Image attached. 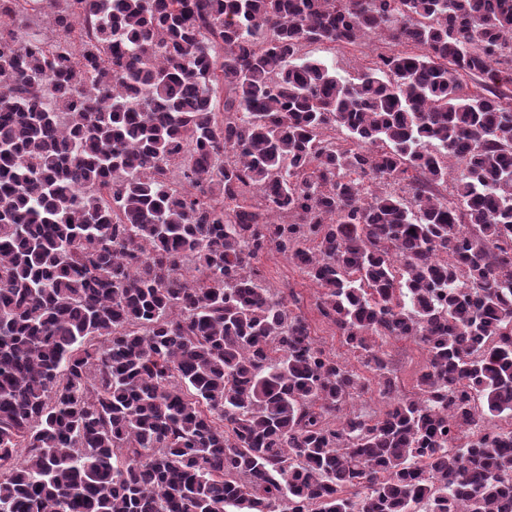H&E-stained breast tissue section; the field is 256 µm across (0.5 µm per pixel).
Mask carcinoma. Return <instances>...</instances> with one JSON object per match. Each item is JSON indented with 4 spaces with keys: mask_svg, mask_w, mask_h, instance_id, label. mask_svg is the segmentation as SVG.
<instances>
[{
    "mask_svg": "<svg viewBox=\"0 0 512 512\" xmlns=\"http://www.w3.org/2000/svg\"><path fill=\"white\" fill-rule=\"evenodd\" d=\"M56 2L0 0V512H512V0H65L18 38ZM371 32L403 49L354 83L302 53ZM380 339L425 347L413 394ZM52 11L47 7L44 14H35L26 17V24L20 29L18 34L23 37H40L53 33L48 25L47 13ZM54 34V33H53ZM257 266L261 271V281L264 286L273 288L275 292H281L288 299L291 294L298 297L299 309L293 306H290V309L295 313L301 312L307 318L312 328L311 335L316 343L326 352L346 362L365 378L366 388L354 400L355 410L366 417L375 418L381 415L387 406L376 391V380L373 374L363 366L361 352L351 350L344 345L336 328L321 317L316 308L320 290L306 278L299 267L288 261L282 254L269 252L260 258Z\"/></svg>",
    "mask_w": 512,
    "mask_h": 512,
    "instance_id": "cac0c4a2",
    "label": "carcinoma"
}]
</instances>
